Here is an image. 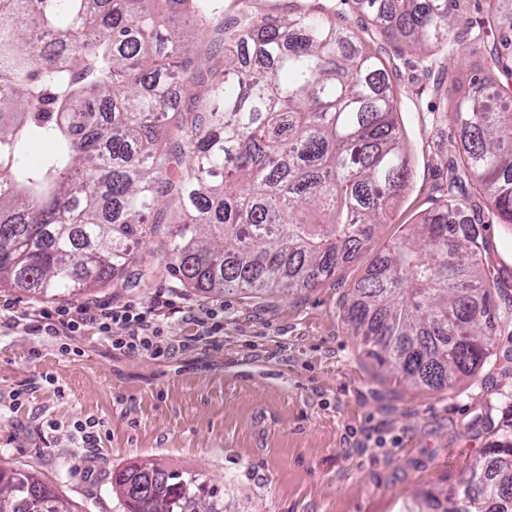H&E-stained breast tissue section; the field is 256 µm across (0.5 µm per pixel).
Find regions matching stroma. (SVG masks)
Here are the masks:
<instances>
[{
  "mask_svg": "<svg viewBox=\"0 0 512 512\" xmlns=\"http://www.w3.org/2000/svg\"><path fill=\"white\" fill-rule=\"evenodd\" d=\"M402 100L413 155L409 187L339 280L296 298L257 305L212 296L169 277L137 288H99L60 301L0 285V312L112 305L145 309L168 298L183 312L224 309L217 344L195 341L185 320L165 327L175 350L153 357L112 348L96 335L63 339L13 327L0 315V466L37 471L79 512H123L113 472L152 462L216 487L232 482L229 512H406L422 491L467 478L485 445V416L499 417L512 376L484 371L445 392L376 383L341 302L373 256L406 235L448 190L450 118L437 78L414 56L379 43ZM20 407H10L13 394ZM96 422L97 447H78L76 421Z\"/></svg>",
  "mask_w": 512,
  "mask_h": 512,
  "instance_id": "1",
  "label": "stroma"
}]
</instances>
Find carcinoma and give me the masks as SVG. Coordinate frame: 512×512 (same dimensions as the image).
I'll list each match as a JSON object with an SVG mask.
<instances>
[{"instance_id": "carcinoma-1", "label": "carcinoma", "mask_w": 512, "mask_h": 512, "mask_svg": "<svg viewBox=\"0 0 512 512\" xmlns=\"http://www.w3.org/2000/svg\"><path fill=\"white\" fill-rule=\"evenodd\" d=\"M156 2L0 0V283L64 298L163 270L197 292L260 298L336 279L411 175L403 101L350 3L370 39L406 44L428 71L497 38L453 100L448 190L478 184L487 223L512 225V0H485L486 21L463 33L456 0H288L282 19L247 0H168L193 34L215 26L220 72ZM35 140L51 149L30 165ZM489 253L450 198L373 259L341 308L374 377L450 390L512 340V276L487 274ZM502 396L470 477L429 492L430 512H512ZM112 487L126 512H224L215 486L156 464L127 465ZM0 512L78 510L36 472L0 467Z\"/></svg>"}]
</instances>
